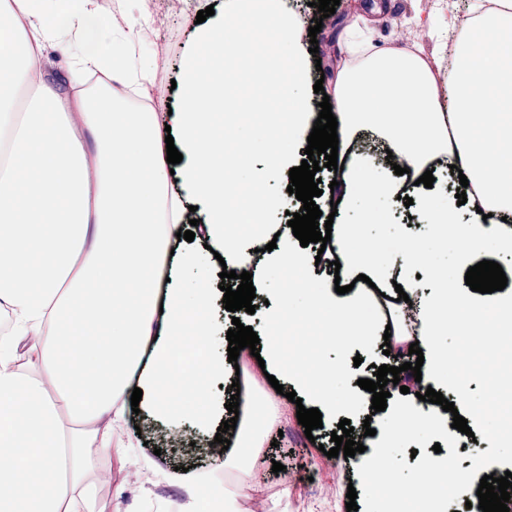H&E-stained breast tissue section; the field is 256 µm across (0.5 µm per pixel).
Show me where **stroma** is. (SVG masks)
<instances>
[{"label": "stroma", "instance_id": "stroma-1", "mask_svg": "<svg viewBox=\"0 0 512 512\" xmlns=\"http://www.w3.org/2000/svg\"><path fill=\"white\" fill-rule=\"evenodd\" d=\"M233 0H148L151 13L147 31V54L152 64V79L166 85L164 101L181 104L191 91L182 69L185 58L196 59L202 66L215 64V47L220 43L238 45L255 42L269 67L279 71L290 70L295 61L283 43L276 21L265 17L262 25H255L239 17L232 10ZM473 0H382L383 10L372 23V37L378 46L398 51L407 49L420 55L431 66L436 79L446 77L449 70V41L439 38L434 20L455 17L466 19ZM370 0H340L336 11L328 18H320L317 8L309 0H294L293 10L305 26L321 23L317 35V58L306 61V81L302 94L311 104H318L323 93H315V82H322L324 91H332L338 72L349 65L342 33L358 16L366 14ZM213 7L216 14L225 16L224 27L215 30L211 41L197 39L195 22L198 11ZM258 86L251 80H242L235 90L224 98V109L216 120L224 128V144L236 147L240 137L253 123L259 121L256 112H246L242 104L247 96L256 93ZM372 223L363 225L362 232L370 238L383 239L389 224L410 223L412 231L425 238V259L428 263L450 267L454 257L447 243L430 236L426 218L420 212H407L386 200H376ZM264 292L255 297L257 313H264L268 298L288 301V318L268 326L257 322L256 329L261 347L276 345L279 349L283 372L276 378L285 391L293 385L285 372L294 367L299 373L315 377L321 367L339 357L345 344L344 337L325 333L323 321L300 315L299 310L307 298L306 285L301 272L267 260L262 271ZM383 337H376L374 346L360 348L361 364L346 360L332 376L330 385L337 399L357 398L361 407L371 403V392L354 391L351 378H372L375 365L386 362ZM277 383V384H278ZM265 430V443L258 455V464L247 475L229 471V485H242L241 512H253L255 499H262L263 512H347L348 486H360L361 479L344 458H330L323 454V445L329 444L331 433L316 429L305 434L296 417L295 408H288L275 420L265 413L255 416ZM127 423L139 426L145 445L137 451L138 463L122 469L111 449H103L96 458L99 468L107 471L106 482L96 488L100 512H185L189 498L204 499L208 486L201 481L189 482L187 472L210 469L207 454L210 441L196 429L185 426L170 428L164 421L146 413H128ZM285 462L286 468L273 472L272 464ZM318 472L320 486L307 480L308 472Z\"/></svg>", "mask_w": 512, "mask_h": 512}]
</instances>
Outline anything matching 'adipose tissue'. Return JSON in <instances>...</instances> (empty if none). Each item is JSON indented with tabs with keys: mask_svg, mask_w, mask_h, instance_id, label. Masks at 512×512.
<instances>
[{
	"mask_svg": "<svg viewBox=\"0 0 512 512\" xmlns=\"http://www.w3.org/2000/svg\"><path fill=\"white\" fill-rule=\"evenodd\" d=\"M142 2L133 0L123 22L108 24L96 0H0V119L13 118L17 126L9 176L0 179V309L11 316L0 333V452L12 457L0 467V512H96L93 454L110 445L98 423H124L133 388L141 389L147 413L175 429L189 422L206 431L227 417L224 400L207 385L236 376L226 335L207 315L213 254L223 252L233 224H259L279 210L280 198L265 187L293 168L285 146L306 140L317 119L300 94L304 30L279 0H239L241 11L275 14L296 66L264 73L281 112L248 128L236 147L230 160L247 170L258 191L249 208L226 219L229 159L218 147L224 130L213 114L239 74L227 68L216 77L190 59L185 73L194 91L178 108H131L129 95L148 96L151 83L141 51L148 25ZM483 23L502 37L481 50L468 36V22L439 23V32H455L457 57L440 90L423 59L374 46L369 19L353 22L345 30L353 63L333 86L338 140L347 155L338 172L341 201L322 202V213L369 214L361 189L366 180L385 198L412 196L427 223L447 229L456 271L493 249L512 254V0ZM51 43L68 50L66 83L76 95L46 78ZM23 87L31 96L21 112L14 94ZM48 109L55 114L50 123ZM364 132L400 157L411 180L357 148ZM169 136L183 156L175 168L167 161ZM257 151L265 164L253 168L249 158ZM452 165L469 181L464 223L455 219L461 206L454 195L417 183L426 170ZM192 200L205 210L194 233L212 248L172 252L178 232L188 228ZM394 239L398 246L390 250L357 240L350 225H333L340 284L349 288L342 295L311 275V260L291 227L281 229L276 257L306 274L304 315L326 319L328 333L346 335L351 349L379 333L371 291L401 285L417 319L395 326L393 336L400 344L418 343L425 364L421 379L404 371L400 380L423 393L442 362L437 338L447 333L449 315L462 311L477 329L496 314L512 321V292L495 303L463 294L449 273L438 294L426 295L417 277L420 246L401 229ZM185 269L193 275L189 288L179 282ZM361 274L374 290L355 285ZM335 370L331 364L316 379L294 377L326 421L357 408L330 390ZM171 378L194 390L201 410L161 390V381ZM65 416L71 428L61 427ZM403 421L419 435L442 431L435 404L397 406L395 415L373 419L357 468L375 469L381 450L396 446Z\"/></svg>",
	"mask_w": 512,
	"mask_h": 512,
	"instance_id": "adipose-tissue-1",
	"label": "adipose tissue"
}]
</instances>
